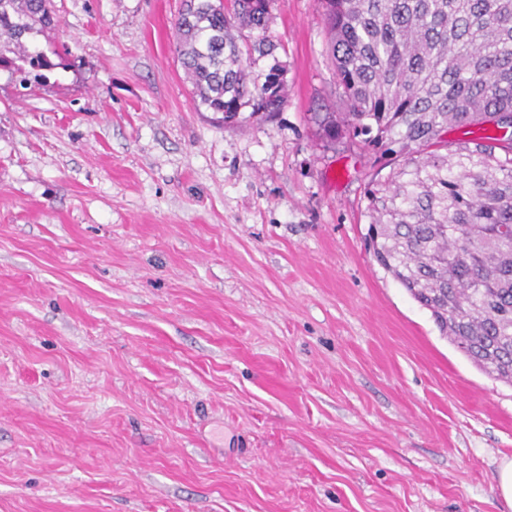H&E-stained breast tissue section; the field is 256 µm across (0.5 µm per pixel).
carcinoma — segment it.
Instances as JSON below:
<instances>
[{
	"mask_svg": "<svg viewBox=\"0 0 512 512\" xmlns=\"http://www.w3.org/2000/svg\"><path fill=\"white\" fill-rule=\"evenodd\" d=\"M273 0H184L179 54L198 105L236 118L278 112V66L249 77L235 33L270 53ZM331 32L345 126L396 170L365 192L376 260L476 368L512 384V140L448 148V125L512 119V0H318ZM52 0H0V65L28 87L56 68L35 38ZM444 148L442 155L429 151Z\"/></svg>",
	"mask_w": 512,
	"mask_h": 512,
	"instance_id": "carcinoma-1",
	"label": "carcinoma"
}]
</instances>
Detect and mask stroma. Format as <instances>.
<instances>
[{
    "label": "stroma",
    "mask_w": 512,
    "mask_h": 512,
    "mask_svg": "<svg viewBox=\"0 0 512 512\" xmlns=\"http://www.w3.org/2000/svg\"><path fill=\"white\" fill-rule=\"evenodd\" d=\"M0 69V512H512V386L365 246L316 0H274L281 111L197 109L182 0H53ZM58 24L52 0H0V65L18 74L24 88L33 72L34 80H44L40 71L59 65L35 44L36 36ZM496 490L499 497L512 509V457H503L496 470Z\"/></svg>",
    "instance_id": "obj_1"
}]
</instances>
